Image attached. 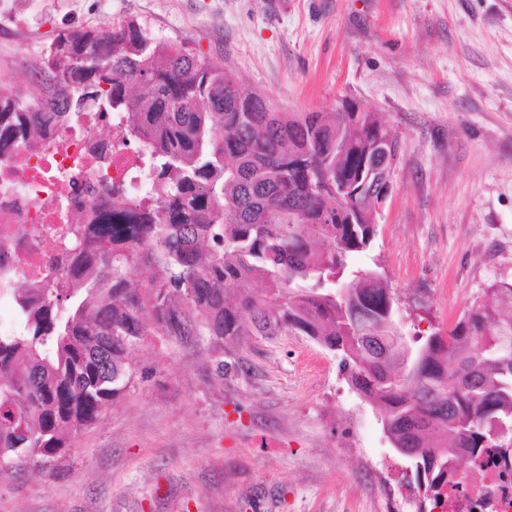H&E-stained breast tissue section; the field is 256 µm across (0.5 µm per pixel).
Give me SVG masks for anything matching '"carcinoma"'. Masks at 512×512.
Instances as JSON below:
<instances>
[{
  "instance_id": "carcinoma-1",
  "label": "carcinoma",
  "mask_w": 512,
  "mask_h": 512,
  "mask_svg": "<svg viewBox=\"0 0 512 512\" xmlns=\"http://www.w3.org/2000/svg\"><path fill=\"white\" fill-rule=\"evenodd\" d=\"M42 108L0 91V148L92 106L128 114L161 201L112 203L70 222L65 276L36 295L0 283L16 326L0 334V480L53 474L106 406L152 372V342L206 345L220 378L228 343L298 332L342 355L392 447L413 452L438 500L457 462L512 437V312L477 306L447 334L414 339L416 383L365 337L401 335L395 297L354 265L376 232L383 161L397 145L377 112H278L238 76L138 22L68 28L36 76Z\"/></svg>"
}]
</instances>
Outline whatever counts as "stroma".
Returning a JSON list of instances; mask_svg holds the SVG:
<instances>
[{
  "label": "stroma",
  "mask_w": 512,
  "mask_h": 512,
  "mask_svg": "<svg viewBox=\"0 0 512 512\" xmlns=\"http://www.w3.org/2000/svg\"><path fill=\"white\" fill-rule=\"evenodd\" d=\"M134 20L232 70L280 112H378L401 145L361 267L395 290L406 337L447 331L512 284V0H16L0 89L32 88L57 32ZM224 381L202 349L140 352L148 381L0 512H417L414 479L339 355L256 336Z\"/></svg>",
  "instance_id": "1"
}]
</instances>
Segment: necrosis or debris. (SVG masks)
I'll list each match as a JSON object with an SVG mask.
<instances>
[{
  "label": "necrosis or debris",
  "instance_id": "4bbe7bcc",
  "mask_svg": "<svg viewBox=\"0 0 512 512\" xmlns=\"http://www.w3.org/2000/svg\"><path fill=\"white\" fill-rule=\"evenodd\" d=\"M112 128L108 161L93 153L101 124ZM124 113L88 110L78 121L54 128L37 143L0 151V280L39 287L51 273H63L67 257L59 243L68 223V206L101 207L113 189L131 197L152 196L145 149L126 135ZM482 479L471 483L456 474L437 504L439 512H512V463L496 452L475 462Z\"/></svg>",
  "mask_w": 512,
  "mask_h": 512
}]
</instances>
